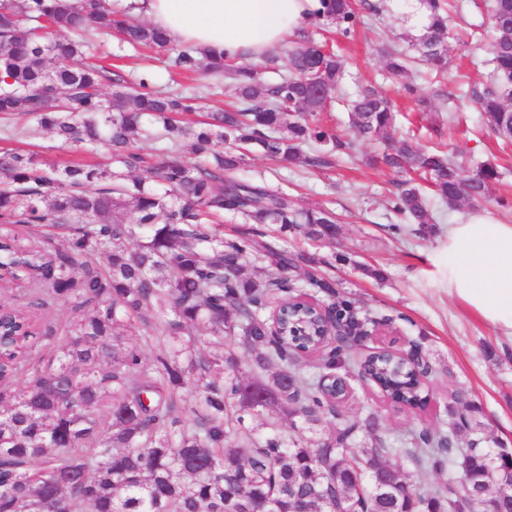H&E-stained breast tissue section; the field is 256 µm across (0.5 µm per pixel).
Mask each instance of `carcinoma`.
<instances>
[{
  "instance_id": "carcinoma-1",
  "label": "carcinoma",
  "mask_w": 512,
  "mask_h": 512,
  "mask_svg": "<svg viewBox=\"0 0 512 512\" xmlns=\"http://www.w3.org/2000/svg\"><path fill=\"white\" fill-rule=\"evenodd\" d=\"M431 22L418 41L420 60L440 65L447 52L443 0H427ZM132 0H0V114L30 118L62 144L84 152L105 150L103 164L62 169L30 153L0 151V224L46 229L63 244L24 246L0 233V279L32 270L40 283L30 305L62 303L71 317L51 347L30 318L10 307L0 330V512H512V488L489 476L496 457L480 446L475 406L456 408L448 429L421 428L406 436L382 434L366 419L364 439L347 422L323 383L326 372L350 367L395 404L421 409L426 399L412 368L398 358L369 354L356 360L342 342L321 356L323 370L303 373L290 330L311 334L297 321L276 329L266 317L270 300L303 306L301 289L335 295V284L313 273L288 271L316 264L313 255L275 252L255 234L224 237V214L248 224H278L280 231L313 241L339 231L325 208L301 209L283 189L236 180L231 172L259 148L271 159L303 169L329 167L354 152L319 120L341 95L344 63L318 44L327 22L349 38L358 26L356 0H327L322 18L288 50L278 78L263 66L200 57L176 46L154 26L130 20ZM495 36L489 45L488 83L468 88L485 125L512 141V0H492ZM116 32L132 46L168 53V67L200 74L210 85L229 82L231 111L206 120H181L195 95L153 88L144 73L130 86L120 73L80 63L86 36ZM387 70L410 77L408 58L389 52ZM110 81L113 90L104 91ZM352 122L384 151L373 164L414 173L438 200L454 208L487 199L497 167L479 163L464 179L448 154L399 134L390 103L371 87L350 97ZM163 142L148 157L136 142ZM392 209L402 233L433 231L428 196L415 179L396 183ZM267 261L256 275L246 261ZM336 316L359 329L372 323L354 302L330 303ZM203 326L222 339L206 351L190 329ZM198 391L186 403L183 389ZM336 419L324 433L325 416ZM286 419L313 433L287 440ZM476 434L459 446L460 430ZM391 455L414 458L438 477L412 484L384 465Z\"/></svg>"
}]
</instances>
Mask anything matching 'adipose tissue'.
<instances>
[{
  "label": "adipose tissue",
  "instance_id": "adipose-tissue-1",
  "mask_svg": "<svg viewBox=\"0 0 512 512\" xmlns=\"http://www.w3.org/2000/svg\"><path fill=\"white\" fill-rule=\"evenodd\" d=\"M149 21L178 45L263 62L322 14V0H138ZM448 293L512 337V224L473 213L447 225Z\"/></svg>",
  "mask_w": 512,
  "mask_h": 512
}]
</instances>
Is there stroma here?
I'll return each instance as SVG.
<instances>
[{
  "mask_svg": "<svg viewBox=\"0 0 512 512\" xmlns=\"http://www.w3.org/2000/svg\"><path fill=\"white\" fill-rule=\"evenodd\" d=\"M372 2L383 11L362 10V24L354 38H342L332 25L322 34L323 41L333 45L344 61L348 89L360 84L375 86L398 110L404 128L413 130L423 146L460 153L472 167L484 161L496 164L501 178L491 185L481 209L512 222V156L500 139L483 128L481 116L471 104L459 103L451 126L446 123L450 116L443 110L449 94L457 93L460 84L487 80L489 55L468 38L474 32L490 31L491 0H464L448 40L447 77L416 79L412 95L385 72L384 51L399 30L398 21L388 0ZM88 58L112 66L131 83L142 71H151L156 87L164 91L202 83L201 77L188 78L167 70L161 55L146 57L144 51L121 44L114 35L93 38ZM423 97L432 99L434 111H422L419 100ZM321 120L342 139L355 142L353 156L330 168L295 169L255 150L233 176L284 189L302 207L334 211L339 233L331 244L316 246L302 237L282 235L267 224L258 225L257 230L272 249L318 254L323 260L320 274L336 282L335 296L358 300L374 318L360 353L384 347L405 351L414 344L430 366L424 408L397 407L353 373L348 377L350 393L341 406L343 414L358 425L368 415H377L382 430L393 436L422 427L435 431L446 425V405L452 395L460 394L478 408L490 448L512 452V338L449 296L447 267L441 256L447 224L469 214L470 206L449 210L433 204L438 228L434 236L395 235L390 226L397 218L390 209V197L396 175L371 164L378 144L361 139L343 110L322 113ZM28 127L22 116L0 118V148L36 153L58 168L88 161V154L59 147L50 134L28 135Z\"/></svg>",
  "mask_w": 512,
  "mask_h": 512,
  "instance_id": "obj_1",
  "label": "stroma"
}]
</instances>
